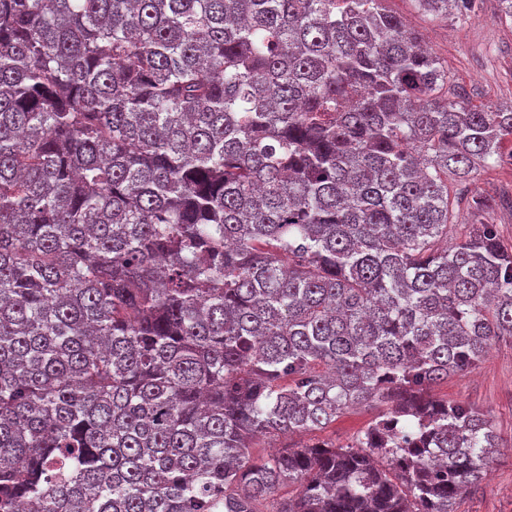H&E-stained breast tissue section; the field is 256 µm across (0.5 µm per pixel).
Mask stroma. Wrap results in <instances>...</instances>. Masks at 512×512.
Listing matches in <instances>:
<instances>
[{
    "mask_svg": "<svg viewBox=\"0 0 512 512\" xmlns=\"http://www.w3.org/2000/svg\"><path fill=\"white\" fill-rule=\"evenodd\" d=\"M419 31L432 52L448 62L449 94L478 106L512 108V21L500 20V0H477L464 17L432 19L412 0H386ZM468 188L494 200L477 214L467 204L455 208V220L465 227L477 222L498 225L504 244L512 246V159L475 171ZM441 399L462 401L492 423L500 452L480 481L457 505V512H512V338L493 345L484 362L465 375H454L433 389Z\"/></svg>",
    "mask_w": 512,
    "mask_h": 512,
    "instance_id": "1",
    "label": "stroma"
}]
</instances>
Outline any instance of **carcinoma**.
Returning a JSON list of instances; mask_svg holds the SVG:
<instances>
[{
    "label": "carcinoma",
    "mask_w": 512,
    "mask_h": 512,
    "mask_svg": "<svg viewBox=\"0 0 512 512\" xmlns=\"http://www.w3.org/2000/svg\"><path fill=\"white\" fill-rule=\"evenodd\" d=\"M508 140L383 0H0V512H456L512 248L448 181ZM377 409L362 407L354 411L342 414L336 418L326 430L318 433L319 438H329L337 443L349 442L356 433L364 429L374 419Z\"/></svg>",
    "instance_id": "carcinoma-1"
}]
</instances>
